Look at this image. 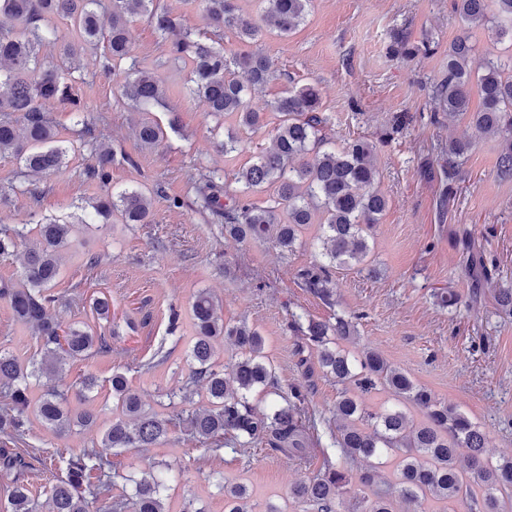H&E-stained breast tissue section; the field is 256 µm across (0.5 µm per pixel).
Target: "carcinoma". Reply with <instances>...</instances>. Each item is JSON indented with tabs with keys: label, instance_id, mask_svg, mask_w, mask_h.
<instances>
[{
	"label": "carcinoma",
	"instance_id": "obj_1",
	"mask_svg": "<svg viewBox=\"0 0 512 512\" xmlns=\"http://www.w3.org/2000/svg\"><path fill=\"white\" fill-rule=\"evenodd\" d=\"M188 2L202 9L215 31L229 30L246 45L256 43L266 27L280 36L293 32L312 5V0H258L259 11L253 16L240 13L234 0ZM490 2L495 5L491 16L487 15ZM454 11L467 28L490 22L497 38L512 40V0H454ZM139 16L158 32L171 59L190 66V91L205 101L210 116L217 120L234 114L245 131L261 127L263 113L249 108L247 97L262 91L273 78L269 59L257 49L226 57L224 47L198 38L182 16L161 0H111L107 8L101 0H0V154L14 156L34 174H50L67 164L71 146L58 137L56 125L41 107L50 98L70 105L80 139L93 138V123L77 104L64 67L41 56L42 47L58 40L59 20L80 43L107 42L109 53L103 66L124 74L120 94L130 107L147 112L163 104L164 91L153 72L134 63L124 67L132 40L131 21ZM389 50L412 58L429 47H411L397 36ZM473 52L466 33L449 44L448 77L438 85L435 98L448 115L466 117L481 132L503 139L498 175L512 179V76L505 75V65L487 62L475 82L482 106L470 111L473 82L467 63ZM233 66L244 71L246 81L232 76ZM271 110L280 117L272 148L235 177L243 196L223 200L226 190L214 171L195 183V194L203 208L224 219V233L245 241L270 240L283 255L294 251L301 228L319 216L324 261L299 270L297 280L333 306L332 272L360 266L369 276L377 274L368 258L373 228L387 200L375 188L373 146L364 140L341 149L331 146L324 133L327 119L320 112V93L313 85L285 92L273 101ZM178 130L175 112L165 127L145 117L138 124L139 146L156 149L168 132ZM468 150L465 142H448L446 195L450 197L459 162ZM113 162L111 148L96 145L95 163L87 176L109 183ZM268 184L277 188L273 204L260 208L247 200L249 193ZM81 210L84 216L75 221L47 219L33 227L0 225V257L20 246L26 248L22 277L0 284V300L40 341L38 356L26 363L0 350V439L6 443L23 440L32 414L59 436L76 427L98 425V412L71 411L68 391L46 383L67 362L109 348L106 338L91 327L78 322L65 326L51 314L57 302L51 287L60 276L59 255L71 247L78 224H106L114 213L125 224H148L152 211L149 197L138 189L108 192ZM217 307L206 290L194 296L195 336L189 352L193 371L177 390L166 394L172 412L146 407L124 374H112V417L92 447L78 448L62 458L65 475L50 486L48 512H167L166 464L139 479L125 477L132 493L115 498L112 452L161 445L177 427L205 446L219 447L225 440L241 448L265 443L292 461L306 463L316 456L319 438L301 390L278 394L281 402L271 403L265 412L250 403L251 396L266 392L272 378L263 338L244 323L224 324ZM294 324L301 333L300 362L306 365L316 358L323 375L340 386L334 409L339 459L367 464L358 483L371 495L360 497L352 512H395V495L408 504L405 512H431L424 508L429 501L444 504L436 512H508L505 501L512 502V456L495 462L485 458L482 431L457 408L390 365L377 350L365 346L353 353L342 347L354 336L355 317L338 313L332 321L310 320L303 326L296 320ZM219 337L230 340L240 353L225 370L215 362L213 342ZM379 387L388 389L397 403L381 410L367 407L361 395ZM37 388L41 389L38 396ZM201 394L208 400L204 411L176 410V402ZM408 404L421 414L420 422L409 420ZM28 469L21 452L0 447V474L11 480L4 512H39L38 500L27 486ZM353 491L348 470L325 457L315 476L291 488V497L315 512H337L336 501ZM224 495L226 512H249L244 485L226 487Z\"/></svg>",
	"mask_w": 512,
	"mask_h": 512
}]
</instances>
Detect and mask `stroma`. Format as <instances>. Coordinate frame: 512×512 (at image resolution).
I'll return each instance as SVG.
<instances>
[{
	"label": "stroma",
	"mask_w": 512,
	"mask_h": 512,
	"mask_svg": "<svg viewBox=\"0 0 512 512\" xmlns=\"http://www.w3.org/2000/svg\"><path fill=\"white\" fill-rule=\"evenodd\" d=\"M130 59L161 80L163 105L150 116L167 122L176 111L180 130L169 133L156 150L140 149L135 137L138 113L118 99L120 75L105 71L106 44L77 50L72 73L81 104L94 121L95 134L112 148L111 182L101 187L85 171L95 158L90 147L77 144L69 112L53 103L43 111L63 138L76 144L60 172L32 180L13 158L0 155V190L9 191L0 203V224H23L45 218L66 220L78 206L101 196L104 190H143L152 201V220L125 224L91 225L80 231L60 258V277L52 292L59 320L82 321L107 336L108 352L70 362L60 387L78 384L87 373L99 382L90 402L71 399L72 410L111 408L109 380L122 372L151 407L162 394L181 385L192 370L186 352L191 344L189 306L202 289L220 301L225 323H246L264 340L275 385L282 392L300 388L317 420L321 445L317 458L297 464L268 445L212 452L173 430L167 444L130 449L114 455L118 473L114 494L126 489L125 476L140 475L166 462L173 479L168 491L172 512L197 499L205 512H225L220 485L246 484L251 512H302L291 487L308 480L323 457L335 456L332 411L339 387L321 371L307 372L294 354L298 341L293 316L325 321L334 314H355L356 333L347 349L375 348L392 366L407 372L437 398L457 406L486 436V455H512V313L497 309L494 291L512 288V180L497 176L502 145L465 118L440 115L435 89L448 73V45L465 27L453 11V0H313L300 26L285 37L264 34L258 48L270 59L277 77L260 97L256 109L282 96L285 89L306 84L320 91V110L327 119L325 132L344 146L362 139L375 152L379 174L376 187L388 206L374 229L373 259L378 270L371 277L358 270L333 277L335 306H328L297 282V270L319 262L318 224L300 235L293 253L281 255L272 242H239L225 237L222 225L194 202L193 185L201 175L217 169L229 193H238L239 168L271 144L276 114L267 113L265 126L241 135V146L224 154L215 121L205 103L194 98L183 64L167 59L155 30L142 17L132 22ZM410 44L429 42L427 54L408 59L393 56L389 46L395 34ZM470 142L457 192L449 202L441 197L448 181V141ZM132 163H125L124 155ZM430 165L433 179L420 176ZM37 196H30L29 187ZM183 202L170 207L171 199ZM100 256L96 269L83 262L84 253ZM479 253L492 264L491 279L473 293L469 253ZM454 291L458 307H442L437 295ZM107 296L116 315L114 323L98 320L93 298ZM180 314L171 328V311ZM170 360L155 368L147 363L158 348ZM0 349L27 360L40 351L32 331L18 324L0 300ZM99 430L56 435L32 422L20 448L32 469L28 487L36 499L58 477L64 466L57 453L91 446Z\"/></svg>",
	"instance_id": "stroma-1"
}]
</instances>
